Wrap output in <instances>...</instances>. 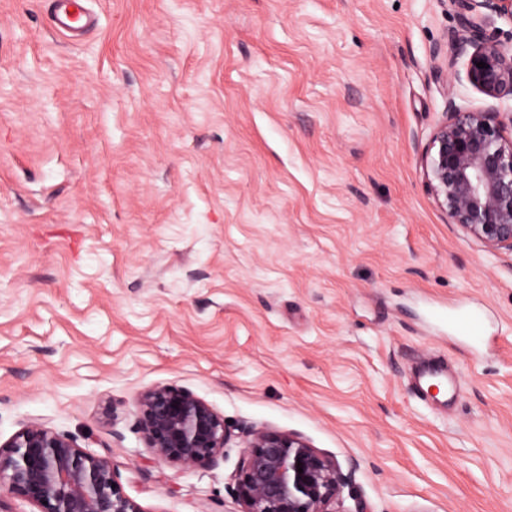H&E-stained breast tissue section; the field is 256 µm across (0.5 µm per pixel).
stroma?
Here are the masks:
<instances>
[{"label":"stroma","instance_id":"stroma-1","mask_svg":"<svg viewBox=\"0 0 512 512\" xmlns=\"http://www.w3.org/2000/svg\"><path fill=\"white\" fill-rule=\"evenodd\" d=\"M0 0V442L38 421L142 512H239L249 428L349 482L343 512H512V253L449 223L422 155L449 101L448 0ZM482 306L477 354L426 331ZM422 358L454 406L408 387ZM229 421L211 470L158 461L156 383ZM89 0H53L52 21L56 30L76 39L97 25V18L89 8Z\"/></svg>","mask_w":512,"mask_h":512}]
</instances>
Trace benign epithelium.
<instances>
[{
	"label": "benign epithelium",
	"instance_id": "7a95c632",
	"mask_svg": "<svg viewBox=\"0 0 512 512\" xmlns=\"http://www.w3.org/2000/svg\"><path fill=\"white\" fill-rule=\"evenodd\" d=\"M459 19L454 56L474 90L512 98V50L488 38L496 18L512 21V0H448ZM485 67H477V63ZM429 191L449 223L485 247L512 252V113L461 108L448 101L424 155ZM135 426L159 461L210 470L232 434L224 416L190 390L155 384L136 400ZM302 469H297V463ZM347 477L299 434L251 429L238 467L241 512H339ZM21 497L39 512H143L106 458L43 423L25 425L0 444V495Z\"/></svg>",
	"mask_w": 512,
	"mask_h": 512
}]
</instances>
